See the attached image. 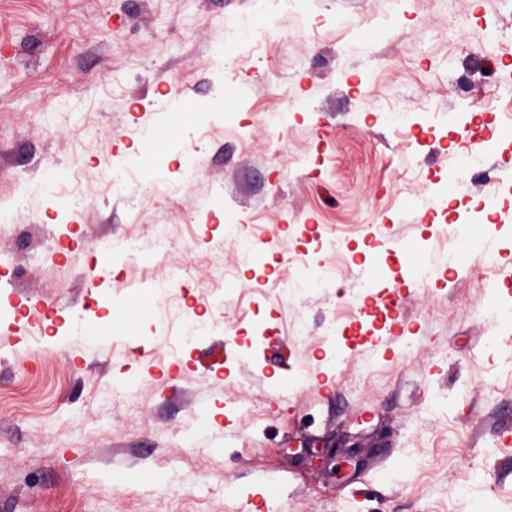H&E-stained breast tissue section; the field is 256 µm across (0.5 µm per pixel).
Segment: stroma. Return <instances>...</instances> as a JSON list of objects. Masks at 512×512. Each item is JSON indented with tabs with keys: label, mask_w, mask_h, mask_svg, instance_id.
<instances>
[{
	"label": "stroma",
	"mask_w": 512,
	"mask_h": 512,
	"mask_svg": "<svg viewBox=\"0 0 512 512\" xmlns=\"http://www.w3.org/2000/svg\"><path fill=\"white\" fill-rule=\"evenodd\" d=\"M377 10L0 0V512H512V147L425 202L472 99L512 125V73L483 71L512 5ZM227 85L243 133L182 122ZM148 130L168 183L140 194ZM479 223L492 254L458 242ZM385 300L403 336L337 351Z\"/></svg>",
	"instance_id": "stroma-1"
}]
</instances>
